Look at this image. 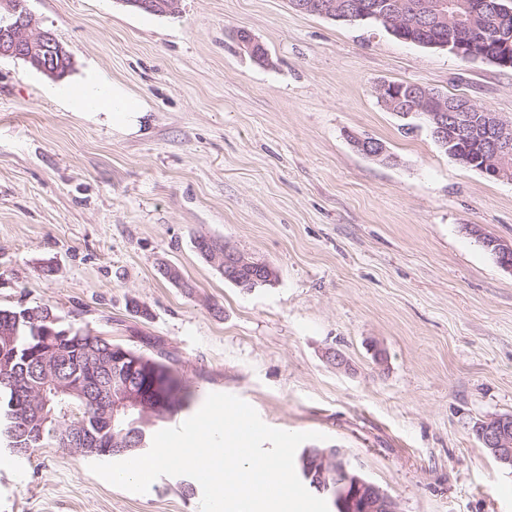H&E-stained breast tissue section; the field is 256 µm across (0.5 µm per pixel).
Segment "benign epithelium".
Segmentation results:
<instances>
[{
  "mask_svg": "<svg viewBox=\"0 0 512 512\" xmlns=\"http://www.w3.org/2000/svg\"><path fill=\"white\" fill-rule=\"evenodd\" d=\"M25 0H6L9 17L3 20L0 28V57L24 59L40 71L55 76L62 70L57 56L63 55L62 46L54 36L46 31L32 32V18L28 14ZM295 8L326 18L336 15L334 6L322 0H293ZM471 15L482 14L487 22L490 39L485 46L486 52L493 55L496 63L502 67L512 65V8L497 0H474L470 6ZM422 22L430 27L448 30L443 39L435 42L440 48L447 49L457 57L469 60L475 56L471 41L457 34V28L464 18L460 15L448 17L447 0H422L419 7ZM380 104L388 111L393 110L402 100L414 101L413 109L426 112L434 122L436 135L441 139L457 132V125L472 124L480 132L479 139L485 149L479 159L478 170L488 178L512 182V164L508 162L512 155V122H506L496 113L461 101L449 103L447 94L416 84L400 82H381L376 87ZM352 145L362 154L381 159L388 154L385 146L379 145L370 137L352 136ZM201 258L210 266L223 273L233 266H250L252 261L241 252L233 251L218 242H211L199 251ZM111 367L101 368L93 364L79 368L68 375L64 381L65 390L82 399L89 396L102 380L112 378L117 396L112 404H100V414L105 420H117L120 416H130V411H139V417L131 428L145 422L156 425L165 420L161 402L162 395L155 391L156 384L139 385L132 372L139 362L132 359L125 348H109ZM512 419L495 415L478 423L476 431L481 441L492 451L495 460L506 473L512 472ZM70 446L77 450H93L100 440L83 429L77 428L70 435ZM336 458L342 461L336 470V484L331 486L325 481L328 463ZM305 473L312 481V488L330 497L335 512H400L398 503L377 484L366 480L361 472L345 460L342 449L336 452L307 451L305 454Z\"/></svg>",
  "mask_w": 512,
  "mask_h": 512,
  "instance_id": "1",
  "label": "benign epithelium"
}]
</instances>
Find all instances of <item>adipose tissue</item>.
I'll list each match as a JSON object with an SVG mask.
<instances>
[{
  "label": "adipose tissue",
  "instance_id": "ef3b65f1",
  "mask_svg": "<svg viewBox=\"0 0 512 512\" xmlns=\"http://www.w3.org/2000/svg\"><path fill=\"white\" fill-rule=\"evenodd\" d=\"M69 96L81 111L111 116L113 127L123 132L135 133L141 128L145 116L141 103L120 86L92 94L75 88L70 91Z\"/></svg>",
  "mask_w": 512,
  "mask_h": 512
}]
</instances>
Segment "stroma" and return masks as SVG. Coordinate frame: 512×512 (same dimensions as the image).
Listing matches in <instances>:
<instances>
[{
  "label": "stroma",
  "mask_w": 512,
  "mask_h": 512,
  "mask_svg": "<svg viewBox=\"0 0 512 512\" xmlns=\"http://www.w3.org/2000/svg\"><path fill=\"white\" fill-rule=\"evenodd\" d=\"M25 6L71 65L51 77L0 58V306L47 304L169 352L187 391L172 426L229 393L268 426L327 435L401 512H512L498 493L512 475L475 435L512 415V273L481 243L512 242V183L402 129L376 94L416 83L512 122V69L289 0H178L164 15L122 0ZM241 30L269 64L240 49ZM115 83L142 102L140 132L64 96ZM352 134L392 161L357 153ZM199 235L276 282L236 287L198 257ZM163 260L192 292L159 275ZM92 462L1 452L0 512H200L184 477L137 494Z\"/></svg>",
  "instance_id": "1"
}]
</instances>
